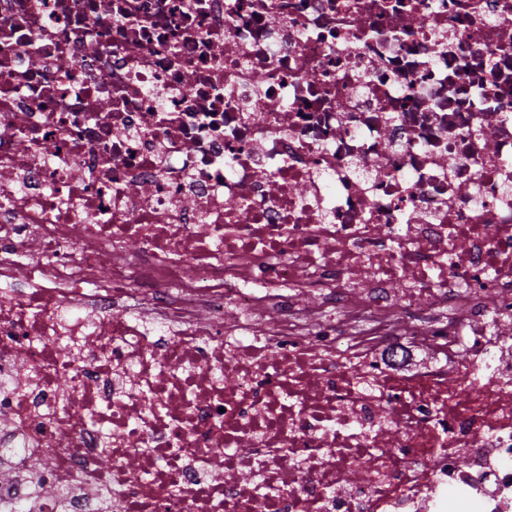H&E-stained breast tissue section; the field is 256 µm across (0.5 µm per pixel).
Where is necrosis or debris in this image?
<instances>
[{
  "mask_svg": "<svg viewBox=\"0 0 512 512\" xmlns=\"http://www.w3.org/2000/svg\"><path fill=\"white\" fill-rule=\"evenodd\" d=\"M510 323L512 0H0V512H512Z\"/></svg>",
  "mask_w": 512,
  "mask_h": 512,
  "instance_id": "1",
  "label": "necrosis or debris"
}]
</instances>
